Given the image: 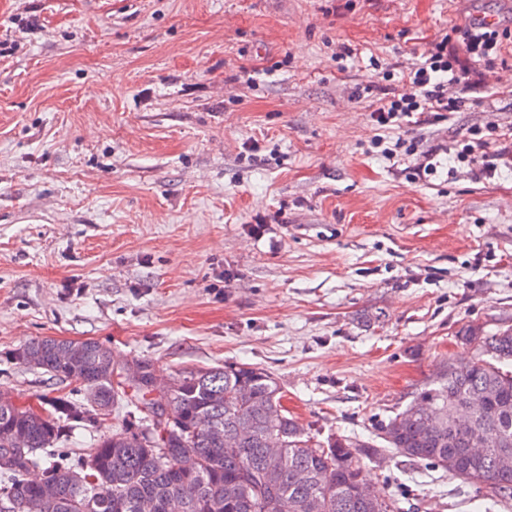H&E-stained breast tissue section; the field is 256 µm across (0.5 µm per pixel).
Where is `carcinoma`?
I'll list each match as a JSON object with an SVG mask.
<instances>
[{
	"instance_id": "obj_1",
	"label": "carcinoma",
	"mask_w": 512,
	"mask_h": 512,
	"mask_svg": "<svg viewBox=\"0 0 512 512\" xmlns=\"http://www.w3.org/2000/svg\"><path fill=\"white\" fill-rule=\"evenodd\" d=\"M464 345L479 350L466 363H448L381 431L386 447L412 461H426L448 475L488 488L496 503L512 495V326L489 335L475 325L457 331ZM84 356L83 384L67 396L45 400L38 411L0 402V512H139L151 499L156 512H397L394 498L363 504L366 459L379 449L338 435L312 440L282 405L278 382L266 370L226 363L177 377L167 399L173 421L158 429L151 400L109 367L111 349L99 342L43 338L20 348L14 358L30 368L70 378L69 352ZM90 387L94 403L81 397ZM141 414L135 429L95 440L78 454L53 453L70 427L96 424L120 402ZM454 406L468 409L466 423L448 418ZM488 444L484 455L466 452L470 436ZM278 443L270 456L267 443ZM197 458L192 473L177 467L186 452ZM43 467V478H28ZM57 497L41 496L43 482Z\"/></svg>"
}]
</instances>
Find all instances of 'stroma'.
<instances>
[{
    "mask_svg": "<svg viewBox=\"0 0 512 512\" xmlns=\"http://www.w3.org/2000/svg\"><path fill=\"white\" fill-rule=\"evenodd\" d=\"M512 0H0V391L73 381L15 363L95 339L156 376L265 369L309 436L372 440L450 361L512 326V164L450 146L512 128V40L488 92L406 126L435 171L373 143L369 81ZM66 430L73 451L128 427ZM398 512H474L484 491L383 451ZM481 133L479 130H471L470 136L466 139H461L459 146L462 145L460 151H457V157L467 158L472 163L482 162V170H489L493 168L497 160V156L502 153H490L488 152L489 145L492 143L490 140H496L495 137H500L505 134H497V127H492L490 130L491 138H476Z\"/></svg>",
    "mask_w": 512,
    "mask_h": 512,
    "instance_id": "stroma-1",
    "label": "stroma"
}]
</instances>
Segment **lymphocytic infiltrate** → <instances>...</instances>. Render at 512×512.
<instances>
[{"instance_id":"obj_1","label":"lymphocytic infiltrate","mask_w":512,"mask_h":512,"mask_svg":"<svg viewBox=\"0 0 512 512\" xmlns=\"http://www.w3.org/2000/svg\"><path fill=\"white\" fill-rule=\"evenodd\" d=\"M512 30L468 20L452 26L450 37L432 43L405 78L414 87L411 94L384 91L378 94L371 116L379 128L392 132L406 125L408 119L428 113L460 111L463 94L473 85V63L494 70L502 59L503 42ZM460 87L450 95L449 86Z\"/></svg>"}]
</instances>
